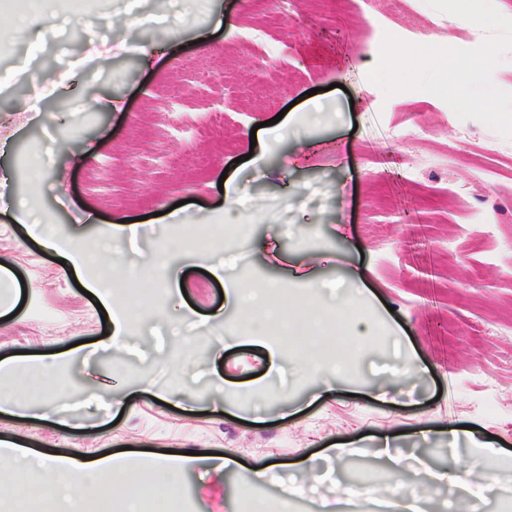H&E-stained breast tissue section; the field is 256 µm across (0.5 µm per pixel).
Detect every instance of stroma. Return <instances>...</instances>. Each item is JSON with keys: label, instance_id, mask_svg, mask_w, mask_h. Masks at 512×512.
<instances>
[{"label": "stroma", "instance_id": "obj_1", "mask_svg": "<svg viewBox=\"0 0 512 512\" xmlns=\"http://www.w3.org/2000/svg\"><path fill=\"white\" fill-rule=\"evenodd\" d=\"M126 3L87 0L79 27L47 23L32 80L16 72L27 31L0 22V134L13 141L0 194L27 191L23 151L37 144L38 205L61 237L137 222L135 239L99 260L135 269L121 288L152 312L103 347L112 324L94 299L0 214V265L26 292L13 318L0 317V359L38 357L68 380L62 397L25 395L21 413H1L0 442L89 462L124 448L138 464L167 450L231 456L246 470L278 463L273 481L250 486L188 471L185 512H250L257 498L328 512L345 497L377 512L398 485L409 506L434 512L455 489L429 479L431 467L485 488L468 512H512V140L432 93L388 97L367 78L385 34L471 49L473 23L449 37L447 14L425 0H295L274 18L253 0H207L180 21L113 26ZM130 40L137 52H126ZM105 95L117 111L94 108ZM283 110L286 135L272 122ZM223 176L234 197L220 191ZM237 223L238 238L173 251L178 225ZM163 256L173 260L166 291L145 275ZM223 261L243 288L355 299L349 335L360 349L345 371L328 359L304 374L298 341L274 370L266 335L229 339L235 316L202 272ZM300 263L309 270L297 277ZM465 425L495 436L494 464L449 442ZM337 443L348 448L340 458L328 452ZM354 459L376 478L369 494L347 477Z\"/></svg>", "mask_w": 512, "mask_h": 512}]
</instances>
